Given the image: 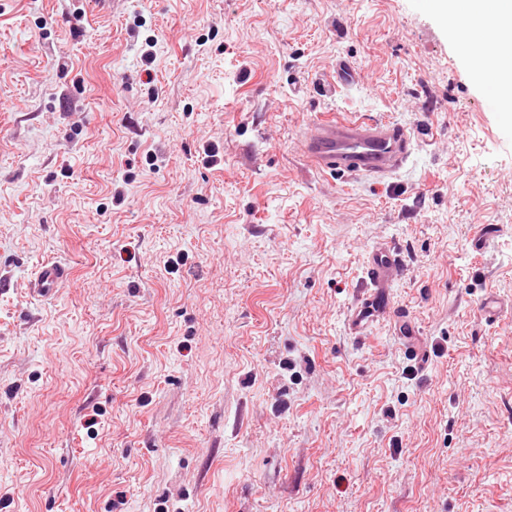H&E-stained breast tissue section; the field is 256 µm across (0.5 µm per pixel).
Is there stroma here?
Segmentation results:
<instances>
[{"mask_svg": "<svg viewBox=\"0 0 512 512\" xmlns=\"http://www.w3.org/2000/svg\"><path fill=\"white\" fill-rule=\"evenodd\" d=\"M434 4L0 0V512H512V115ZM380 243L426 365L348 330ZM300 150L320 171L383 180L404 167L412 140L393 123L336 117L314 124ZM70 277V271L59 261L42 263L30 281V292L33 296L45 298L61 288Z\"/></svg>", "mask_w": 512, "mask_h": 512, "instance_id": "obj_1", "label": "stroma"}]
</instances>
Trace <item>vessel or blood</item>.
Listing matches in <instances>:
<instances>
[{
  "label": "vessel or blood",
  "instance_id": "b4317fda",
  "mask_svg": "<svg viewBox=\"0 0 512 512\" xmlns=\"http://www.w3.org/2000/svg\"><path fill=\"white\" fill-rule=\"evenodd\" d=\"M300 150L318 170L383 180L404 167L411 155L412 140L403 127L393 123L336 117L314 124L302 139ZM403 266L398 248L371 250L366 276L347 310L346 321L351 334L361 336L379 317L395 316L410 355L420 361L424 349L418 330L407 316L396 314L390 294V285ZM69 276V270L59 261L42 263L30 281V292L39 298L48 297Z\"/></svg>",
  "mask_w": 512,
  "mask_h": 512
}]
</instances>
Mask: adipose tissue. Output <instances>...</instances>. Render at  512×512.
Wrapping results in <instances>:
<instances>
[{
	"label": "adipose tissue",
	"instance_id": "1",
	"mask_svg": "<svg viewBox=\"0 0 512 512\" xmlns=\"http://www.w3.org/2000/svg\"><path fill=\"white\" fill-rule=\"evenodd\" d=\"M440 8L452 26L464 13L476 19L488 13L496 17L493 34H475L462 50L478 77L493 75L506 111L512 112V0H441Z\"/></svg>",
	"mask_w": 512,
	"mask_h": 512
}]
</instances>
